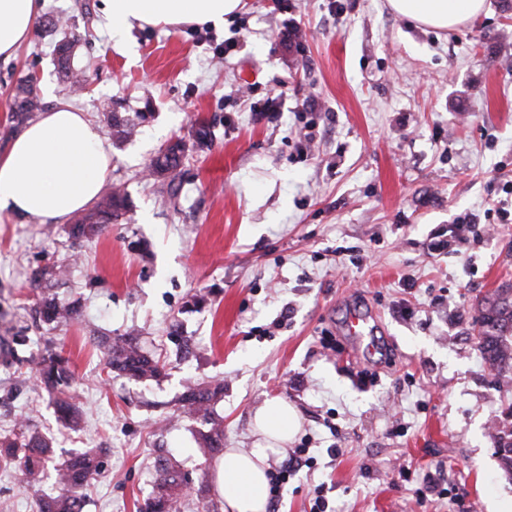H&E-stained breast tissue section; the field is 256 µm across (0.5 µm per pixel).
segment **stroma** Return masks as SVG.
<instances>
[{"instance_id":"1","label":"stroma","mask_w":512,"mask_h":512,"mask_svg":"<svg viewBox=\"0 0 512 512\" xmlns=\"http://www.w3.org/2000/svg\"><path fill=\"white\" fill-rule=\"evenodd\" d=\"M243 3L220 29L133 27L132 64L101 0H45L78 37L73 63L89 74L78 93L41 29L0 58V155L31 74L44 109L65 101L99 126L107 102L147 115L111 144L108 182L129 206L103 233L75 240L69 218L0 216V437L26 426L59 455L100 449L85 512H138L162 453L188 481L181 512H224L204 423L180 403L185 378L220 381L225 447L253 448V414L270 398L301 416L287 448L307 461L270 512H310L319 494L327 512H512L494 440L512 431V373L490 370L474 323L479 301L512 283V0H485L448 31L387 0ZM200 120L209 150L187 149L175 182L148 176ZM434 238L453 251L426 256ZM66 254L62 278L34 281ZM48 289L79 316L44 325ZM354 308L377 351L347 334ZM127 333L164 363L161 380L109 372L93 339ZM47 336L70 359L74 429L25 361ZM40 493L57 495L53 467ZM37 494L0 469L11 512H37Z\"/></svg>"}]
</instances>
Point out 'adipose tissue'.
Returning <instances> with one entry per match:
<instances>
[{
  "label": "adipose tissue",
  "instance_id": "obj_1",
  "mask_svg": "<svg viewBox=\"0 0 512 512\" xmlns=\"http://www.w3.org/2000/svg\"><path fill=\"white\" fill-rule=\"evenodd\" d=\"M112 27L113 47L136 58L124 38L126 28L222 27L242 0H101ZM397 15L421 25L448 30L477 16L484 0H388ZM41 0H0V57L8 58L32 36ZM112 169V152L98 126L71 104L60 103L16 135L0 155V214L22 213L42 220L68 216L88 206ZM263 444L245 452L225 449L216 462L214 483L224 512H267L270 456L299 428L288 402L272 399L255 414Z\"/></svg>",
  "mask_w": 512,
  "mask_h": 512
}]
</instances>
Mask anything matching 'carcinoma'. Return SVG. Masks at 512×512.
<instances>
[{
    "label": "carcinoma",
    "mask_w": 512,
    "mask_h": 512,
    "mask_svg": "<svg viewBox=\"0 0 512 512\" xmlns=\"http://www.w3.org/2000/svg\"><path fill=\"white\" fill-rule=\"evenodd\" d=\"M41 26L49 35L58 32L62 34L57 42L58 67L69 87L87 84L86 72L71 65L77 37L70 31L68 20L47 18L41 22ZM40 106L36 80L31 77L20 83L14 97L13 120L23 122L28 113L38 111ZM104 111L113 136L126 139L135 132L136 124L112 111V104L104 105ZM185 149V143L177 141L161 150L153 160L154 173L162 176L176 170ZM125 210V193L121 187L115 186L101 196L86 215L77 220L71 228V235L75 238L96 236ZM77 313V305L67 304L53 294H47L41 299L39 317L47 324L68 322ZM476 323L477 345L484 360L499 372L512 370L511 285L496 289L482 300ZM97 347L113 373L135 380H157L162 376V367L158 361L145 353L130 335L116 339L105 337L98 341ZM37 369L39 384L53 396L59 419L67 425H77L81 410L69 401L66 393L72 379L69 358L48 347L39 355ZM223 394L224 385L221 383L189 382L180 399L184 412L201 417L208 425V430L200 433V439L204 449L212 456L224 449V419L213 411L214 403ZM52 453V441L37 430L27 428L13 440L0 439V467L19 463L25 483L35 491L44 478L45 463ZM156 464L159 476L156 491L145 501L139 512H178L176 503L184 488L185 478L177 462L170 457L161 456ZM55 473L59 494L38 497V512H84L82 490L101 473V461L97 454L91 450L73 453L56 464Z\"/></svg>",
    "instance_id": "carcinoma-1"
}]
</instances>
